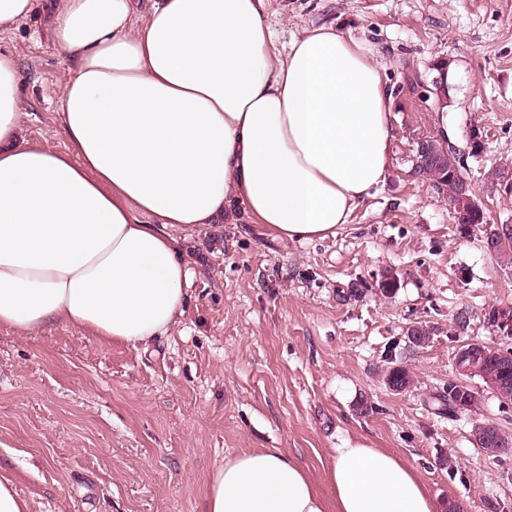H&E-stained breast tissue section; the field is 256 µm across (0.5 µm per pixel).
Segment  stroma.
<instances>
[{
	"instance_id": "35a3bbf8",
	"label": "stroma",
	"mask_w": 512,
	"mask_h": 512,
	"mask_svg": "<svg viewBox=\"0 0 512 512\" xmlns=\"http://www.w3.org/2000/svg\"><path fill=\"white\" fill-rule=\"evenodd\" d=\"M267 21L282 46L333 24L373 51L393 128L384 181L323 240L290 241L241 213L175 232L190 289L179 323L148 343L63 322L0 326V464L32 512H205L208 479L227 458L289 453L329 500L337 449L364 444L412 466L440 502L512 512V458L490 465L470 438L474 420L512 428V416L487 392L455 422L425 405L447 388L461 343H503L485 315L512 304V267L485 253L480 230L461 233L447 198L412 170L418 135L442 126L460 142L478 124L487 153L464 173L491 223L512 224V184L494 174L512 172V0H269ZM52 28L38 11L0 29V49L20 60L22 138L63 152L70 62ZM444 59L451 105L439 117L406 77H433ZM389 271L399 285L385 296ZM460 311L469 322L457 331ZM416 323L432 334L412 353ZM393 364L415 379L400 394L385 383Z\"/></svg>"
}]
</instances>
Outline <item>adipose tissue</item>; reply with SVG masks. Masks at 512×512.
<instances>
[{"mask_svg": "<svg viewBox=\"0 0 512 512\" xmlns=\"http://www.w3.org/2000/svg\"><path fill=\"white\" fill-rule=\"evenodd\" d=\"M266 6L55 0L66 154L19 141L20 63L0 50V325L146 342L183 314L189 272L170 229L239 204L280 237L322 240L384 181L380 64L325 25L278 51ZM325 477L331 503L294 457L246 452L214 470L206 512H439L378 448L337 449Z\"/></svg>", "mask_w": 512, "mask_h": 512, "instance_id": "adipose-tissue-1", "label": "adipose tissue"}]
</instances>
